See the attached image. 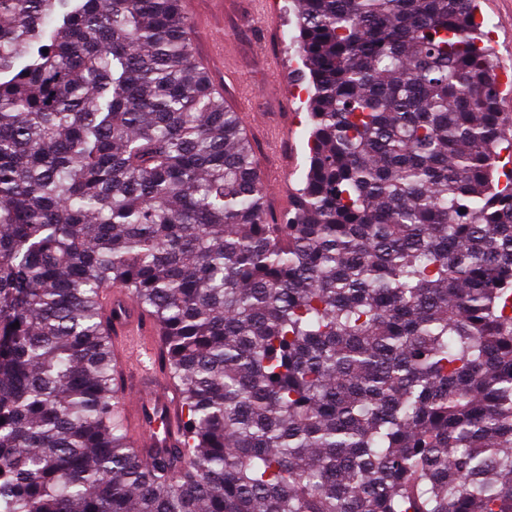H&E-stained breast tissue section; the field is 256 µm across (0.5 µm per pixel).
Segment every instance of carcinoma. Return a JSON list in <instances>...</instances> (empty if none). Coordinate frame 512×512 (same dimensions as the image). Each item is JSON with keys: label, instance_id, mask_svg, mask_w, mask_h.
<instances>
[{"label": "carcinoma", "instance_id": "cac0c4a2", "mask_svg": "<svg viewBox=\"0 0 512 512\" xmlns=\"http://www.w3.org/2000/svg\"><path fill=\"white\" fill-rule=\"evenodd\" d=\"M292 11L312 131L277 220L180 0H0V512H512V125L476 2ZM114 287L183 427L147 461Z\"/></svg>", "mask_w": 512, "mask_h": 512}]
</instances>
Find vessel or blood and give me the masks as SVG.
<instances>
[{"mask_svg": "<svg viewBox=\"0 0 512 512\" xmlns=\"http://www.w3.org/2000/svg\"><path fill=\"white\" fill-rule=\"evenodd\" d=\"M103 304L119 361L124 412L134 436L152 448L177 445L181 431L165 384L154 322L118 290H107Z\"/></svg>", "mask_w": 512, "mask_h": 512, "instance_id": "obj_1", "label": "vessel or blood"}]
</instances>
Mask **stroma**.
I'll return each mask as SVG.
<instances>
[{"instance_id": "35a3bbf8", "label": "stroma", "mask_w": 512, "mask_h": 512, "mask_svg": "<svg viewBox=\"0 0 512 512\" xmlns=\"http://www.w3.org/2000/svg\"><path fill=\"white\" fill-rule=\"evenodd\" d=\"M279 26L265 24L264 0H183L182 10L193 36L194 55L215 86L224 94L229 109L246 116L261 115V122L247 128L264 182L279 185L268 196L271 212L288 206V196L299 187L308 157L311 124L308 113L310 88L298 80L302 63L292 41L296 33L288 0H274ZM498 71L512 79V26L504 18L512 13V0H479ZM283 65L271 70L270 56ZM284 129L282 140L269 142L267 135Z\"/></svg>"}]
</instances>
